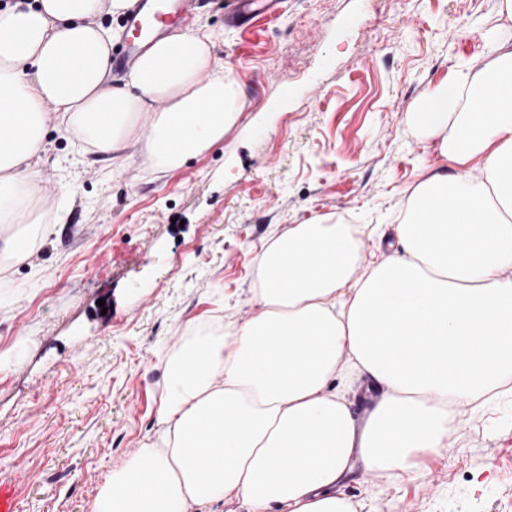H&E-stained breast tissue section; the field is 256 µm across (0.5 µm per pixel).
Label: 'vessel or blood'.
I'll return each mask as SVG.
<instances>
[{"instance_id": "vessel-or-blood-1", "label": "vessel or blood", "mask_w": 512, "mask_h": 512, "mask_svg": "<svg viewBox=\"0 0 512 512\" xmlns=\"http://www.w3.org/2000/svg\"><path fill=\"white\" fill-rule=\"evenodd\" d=\"M197 0H133L121 22V38L114 59L118 70H131L152 37L164 34L190 18ZM20 486L11 478H0V512H17Z\"/></svg>"}]
</instances>
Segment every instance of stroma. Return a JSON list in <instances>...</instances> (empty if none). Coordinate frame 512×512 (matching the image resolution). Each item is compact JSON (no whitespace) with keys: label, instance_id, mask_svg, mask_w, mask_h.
Masks as SVG:
<instances>
[{"label":"stroma","instance_id":"1","mask_svg":"<svg viewBox=\"0 0 512 512\" xmlns=\"http://www.w3.org/2000/svg\"><path fill=\"white\" fill-rule=\"evenodd\" d=\"M497 0H287L241 30L201 0L240 112L180 168L145 142L93 152L50 131L32 165L54 222L28 261H0V476L18 512H89L108 471L154 440L164 360L189 323L245 320L272 231L318 217L367 225L366 259L398 239L405 192L446 164L407 122L451 72L512 45ZM448 450L337 491L363 512H512V398L462 412Z\"/></svg>","mask_w":512,"mask_h":512}]
</instances>
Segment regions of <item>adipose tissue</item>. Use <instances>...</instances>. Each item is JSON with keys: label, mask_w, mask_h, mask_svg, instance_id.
I'll use <instances>...</instances> for the list:
<instances>
[{"label": "adipose tissue", "mask_w": 512, "mask_h": 512, "mask_svg": "<svg viewBox=\"0 0 512 512\" xmlns=\"http://www.w3.org/2000/svg\"><path fill=\"white\" fill-rule=\"evenodd\" d=\"M102 0H36L0 11V255L16 231L30 165L55 127L109 154L148 132L176 169L224 137L239 110L212 36L156 40L124 86L108 84ZM409 113L455 174L408 190L400 249L369 263L356 225L318 219L256 255L254 309L165 362L156 439L99 488L91 512H358L337 494L355 466L407 473L448 445L467 406L512 383V46L459 67ZM493 111H480L483 101Z\"/></svg>", "instance_id": "1"}]
</instances>
